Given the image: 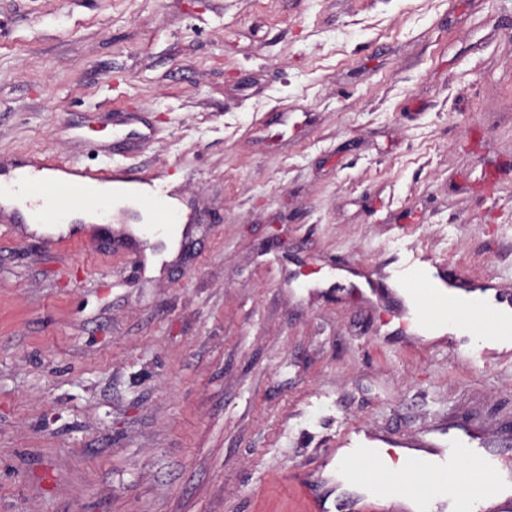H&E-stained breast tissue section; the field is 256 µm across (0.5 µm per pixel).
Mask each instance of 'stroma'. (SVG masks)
<instances>
[{
    "label": "stroma",
    "mask_w": 512,
    "mask_h": 512,
    "mask_svg": "<svg viewBox=\"0 0 512 512\" xmlns=\"http://www.w3.org/2000/svg\"><path fill=\"white\" fill-rule=\"evenodd\" d=\"M126 137L124 153L113 135ZM167 168L183 251L0 221V512H309L336 436L463 419L512 477V357L358 301L512 287V0H0V159ZM427 278L428 285H410L416 288V293L429 294L430 302L420 309L411 310L403 295V289L397 288L401 285L398 278L391 280L393 274L388 273L385 277L390 285L384 284V288H374L372 275L369 270L343 269L354 276L363 277L370 285V292L367 295L361 289L358 294L369 303L381 304L387 302L395 310L394 316L398 318L416 319L420 322H427L435 316V305H447L454 307L458 319L471 331L475 332L476 323L483 324L492 319L498 312L507 310L512 314V291L510 288H503L500 283L491 280H475L469 275L462 273L455 267L448 266V269L441 268L436 262L428 261ZM468 299L478 301L483 305V314L475 316L468 307L460 305V301Z\"/></svg>",
    "instance_id": "stroma-1"
}]
</instances>
